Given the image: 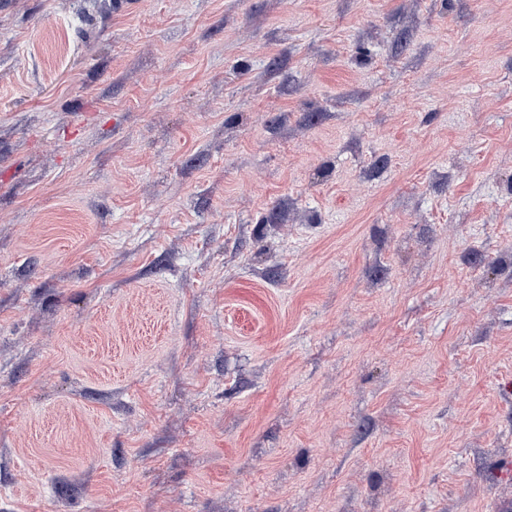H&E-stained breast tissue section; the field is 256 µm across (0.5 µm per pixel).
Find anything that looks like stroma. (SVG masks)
<instances>
[{"mask_svg": "<svg viewBox=\"0 0 512 512\" xmlns=\"http://www.w3.org/2000/svg\"><path fill=\"white\" fill-rule=\"evenodd\" d=\"M0 0V512H512V0Z\"/></svg>", "mask_w": 512, "mask_h": 512, "instance_id": "stroma-1", "label": "stroma"}]
</instances>
